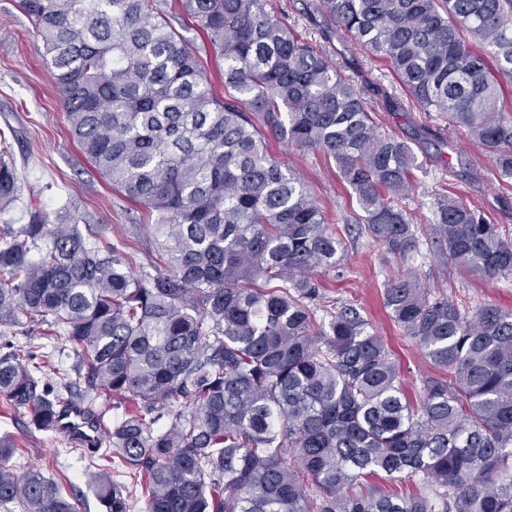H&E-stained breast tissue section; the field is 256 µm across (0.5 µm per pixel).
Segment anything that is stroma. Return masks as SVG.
I'll return each instance as SVG.
<instances>
[{
  "label": "stroma",
  "mask_w": 512,
  "mask_h": 512,
  "mask_svg": "<svg viewBox=\"0 0 512 512\" xmlns=\"http://www.w3.org/2000/svg\"><path fill=\"white\" fill-rule=\"evenodd\" d=\"M331 59L357 87L381 84L404 104V111L388 112L379 102H372L382 131L400 136L413 126L424 125L434 134L427 146L432 158L417 171V187L405 201L417 219L419 251L413 265L424 286L445 292L463 308L493 304L512 310V276L487 278L459 271L434 244V203L448 195L484 211L501 230L512 233V207L501 205L502 197L512 198V188L498 182L490 154L461 132L448 129L439 113L421 111L386 60L362 52L358 55L359 66L351 67L340 54H332ZM8 126L14 130L8 141L21 192L14 208L0 215V225L25 223L30 208L57 214L69 200L86 223L100 225L106 237L127 232V204L73 141L41 43L16 0H0V129ZM266 143L270 154L304 178L332 218L355 210L356 203L340 182L333 160L315 152H295L271 136ZM344 247L345 257L336 268L316 273L325 295L358 308L369 330L381 336L400 360L404 391L410 398H418L424 384L438 377L439 372L423 357L414 340L389 319L383 305L384 286L403 263L367 237L353 233L345 235ZM4 435L12 437L22 450L13 459L15 465L39 468L50 477L66 476L67 491L76 492L82 502L80 512H103L89 484L87 459L70 452L61 434L35 429L24 410L0 399V437Z\"/></svg>",
  "instance_id": "obj_1"
}]
</instances>
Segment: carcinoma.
Instances as JSON below:
<instances>
[{"instance_id": "obj_1", "label": "carcinoma", "mask_w": 512, "mask_h": 512, "mask_svg": "<svg viewBox=\"0 0 512 512\" xmlns=\"http://www.w3.org/2000/svg\"><path fill=\"white\" fill-rule=\"evenodd\" d=\"M268 0H174L224 61L215 93L166 0H18L41 41L70 131L94 169L142 209L107 243L41 209L0 228V324L23 315L79 357L76 379L47 356L0 345V397L56 431L73 391L124 410L110 453L144 482V512H512V310L468 312L412 266L384 288L393 321L448 373L418 404L395 355L347 303L321 305L318 268L343 242L266 135L334 160L359 234L406 261L418 251L403 201L423 168L412 142L375 126L367 98L326 45L353 40L388 60L420 110L442 114L512 180V0H309L323 44L294 35ZM20 191L0 137V214ZM437 244L458 269L512 275V234L458 197L437 200ZM155 258L136 262V242ZM322 315H317V312ZM0 438V505L78 512L57 481L11 464ZM420 478L404 495L371 482ZM105 512L131 494L101 468Z\"/></svg>"}]
</instances>
